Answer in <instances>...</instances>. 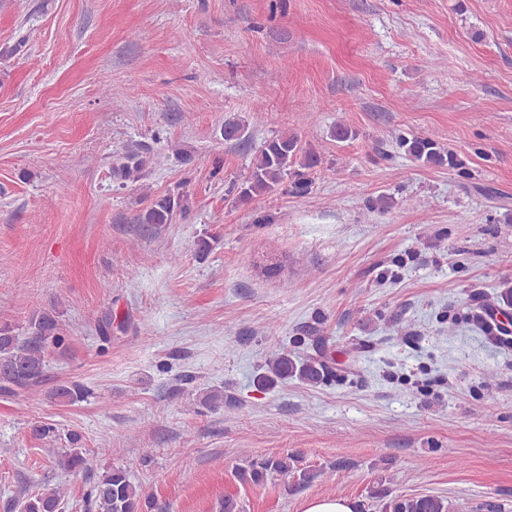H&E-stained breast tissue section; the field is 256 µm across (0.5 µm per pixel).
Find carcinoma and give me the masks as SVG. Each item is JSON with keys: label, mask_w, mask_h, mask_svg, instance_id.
<instances>
[{"label": "carcinoma", "mask_w": 512, "mask_h": 512, "mask_svg": "<svg viewBox=\"0 0 512 512\" xmlns=\"http://www.w3.org/2000/svg\"><path fill=\"white\" fill-rule=\"evenodd\" d=\"M224 141H244L246 125L239 121L224 122ZM399 148L412 160L427 166L460 169L462 160L442 149L428 137H402ZM320 163L316 152L302 147L298 135L284 132L265 143L253 163L248 179L242 184L240 195L251 198L269 194L289 176L298 177L297 185L309 186L301 170L312 169ZM147 160L138 153H127L112 164L113 179L121 186L142 177ZM185 210L183 196L165 195L153 200L140 210L135 221L155 227L170 224L177 212ZM28 335L21 337L8 325L0 326V392L16 394L18 391L35 393L45 380V351L48 344L60 347L65 337L58 316L52 311L34 315L28 323ZM331 370L316 360L300 361L286 350L275 353L265 364V372L257 378L260 387H272L280 380L297 378L307 384L324 381ZM46 396L62 404H75L88 396L87 389L78 383L60 385L46 391ZM80 436L70 434L73 447L58 455L57 466L65 471L84 469L88 465L83 449L77 446ZM271 473L292 475L302 483H308L316 473L301 467L293 456L283 455L253 460L248 467L238 471L244 482L259 484ZM93 512H147L151 509L149 499L143 496L134 484L128 468L114 466L107 469L93 482L89 492ZM61 489L44 488L21 503V512H58ZM381 512H448V505L436 496L425 495L412 498L380 496Z\"/></svg>", "instance_id": "cac0c4a2"}]
</instances>
